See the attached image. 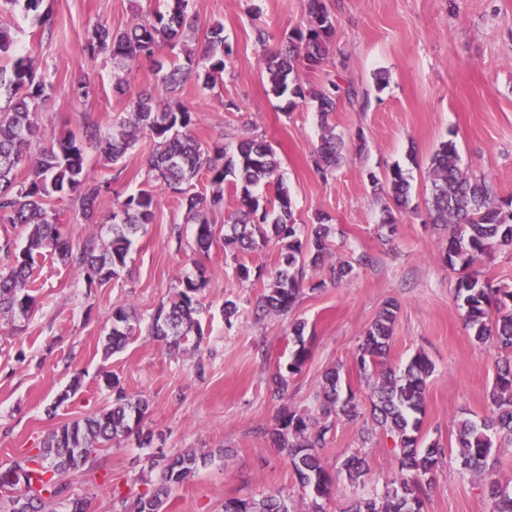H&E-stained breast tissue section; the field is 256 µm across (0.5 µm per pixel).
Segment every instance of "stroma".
<instances>
[{"label":"stroma","mask_w":512,"mask_h":512,"mask_svg":"<svg viewBox=\"0 0 512 512\" xmlns=\"http://www.w3.org/2000/svg\"><path fill=\"white\" fill-rule=\"evenodd\" d=\"M325 3L335 24L329 53L321 66L301 70L300 81L311 92L336 83L358 93L357 101L339 100L329 117L347 154L325 175L313 162L321 134L315 101L285 110L264 71L267 51L306 27L305 0H190L197 30L162 54L199 52L207 29L223 24L231 49L224 72L213 89L189 81L179 93L200 115L198 137L221 142L230 153L243 140L265 138L277 151L297 223L311 224L322 213L333 224L329 262L365 254L369 263L339 283L326 281L325 271L306 268V280H325V287L303 288L288 314L256 318L254 307L266 281H238L224 251V222L240 206L230 187L223 206L211 215L215 240L208 255L194 252L193 227L185 221L180 195L162 190L155 221L136 237L119 278L91 287L78 269L43 259L35 271L38 304L32 315L0 321V465L23 459L62 423L110 404L107 375L147 399L143 426L152 433L150 444L129 437L100 451L86 470L67 476V491L51 501L50 512H69L76 499L87 501L89 512H120L124 498L145 492L157 480L158 463L183 448H220L224 455L175 491L166 512H224L226 499H258L275 490L292 495L298 512H309L307 492L267 430L283 405L317 414L322 376L336 365L343 368L344 386L368 404L372 390L357 372L355 355L365 331L392 299L400 310L389 366H405L419 352L435 365L421 435L424 442L439 441L446 456L433 474L425 512H490L481 481L457 461V423L489 416L502 352L494 342L473 338L455 301L457 274L442 260L448 230L428 219V167L439 144L454 141L462 169L484 177L497 201L512 200V0ZM44 5L54 26L43 33L0 2V25L12 31L37 75L52 85L49 99L37 108L41 132L78 133L88 122L109 130L124 116L127 99L112 90L117 65L111 54H88L84 35L97 25L125 28L162 9L163 0H45ZM261 29L269 33L263 44L257 39ZM379 71L387 78L381 90L374 80ZM82 75L97 87L96 96L86 101L71 92L73 80ZM228 101L234 104L229 111ZM152 152L145 135L114 164L103 163L97 149L88 148L90 179L112 181L111 192L96 201V224L110 223L119 202L143 188ZM395 164L410 174L412 200L389 234L380 224L390 200L373 193L368 175ZM54 207L70 242L81 243L94 232L96 224L85 222L78 198L57 200ZM200 267L207 285L198 348L175 357L165 342L143 334L122 352L104 357L102 340L113 309L131 308L147 321L180 279ZM228 298L239 307L229 321L224 318ZM300 321L306 325L309 357L277 400L271 377L286 367L295 347L292 325ZM77 372L83 376L79 391L54 406ZM356 451L366 456V476L355 486L341 484L322 500L323 512H346L355 499L382 492L398 469L394 439L364 411L337 420L321 455L333 467Z\"/></svg>","instance_id":"35a3bbf8"}]
</instances>
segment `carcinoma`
Masks as SVG:
<instances>
[{"mask_svg":"<svg viewBox=\"0 0 512 512\" xmlns=\"http://www.w3.org/2000/svg\"><path fill=\"white\" fill-rule=\"evenodd\" d=\"M30 19L41 31L51 29L52 15L42 9L43 0H5ZM164 12L154 19H137L123 30L104 25L94 27L84 38L90 54L108 51L112 58L132 67L142 58L152 59L165 46L175 48L180 32L195 29L197 18L188 11V0H165ZM308 27L288 36L286 44L265 57V71L272 92L303 99L306 92L298 81L302 68L319 66L335 26L324 0H305ZM207 49L201 59L187 52L184 61L157 62L158 82L152 93L128 97L127 116L110 132L93 125L82 133L68 132L44 143L35 156L27 154L40 129L33 107L49 97L51 85L36 76L30 58L18 50L10 30L0 28V223L18 224L27 230L26 245L0 269V319H25L36 308L32 275L38 262L48 255L65 266L80 269L87 284H106L118 278L139 230L155 220V183L183 195L186 220L195 225L196 252H209L214 241L210 214L224 203V185L240 191L241 207L227 220L224 249L236 262L234 271L241 281L266 277L258 309L267 315L286 314L301 292L305 267L323 262L332 234L327 217L319 214L316 223L295 222L291 195L280 175L281 162L271 143L258 138L241 142L229 155L224 147L208 145L196 136L197 113L178 99V91L193 79L202 88L212 87L215 76L224 72L230 54L224 26L212 25L206 32ZM72 94L88 99L95 85L81 76L72 83ZM352 91L333 86L313 95L317 101L323 134L313 158L317 170L327 172L343 159L344 143L328 124L340 97ZM141 134L154 142L148 160L151 180L137 193L127 196L112 212L108 235L92 234L75 247L60 229L59 213L51 201L65 195L79 196L86 220H91L98 197L111 189V181H91L85 167L84 144L92 143L111 163L133 148ZM28 166L23 181L17 180L19 167ZM203 175L209 191L190 193L188 186ZM430 216L432 223L450 228L444 262L464 271L455 288L457 305L463 310L466 326L474 338L484 343L496 341L512 350V289L495 286L469 272L475 258L499 246L512 245V210L496 202L482 177L465 172L457 146L443 141L431 157ZM374 191L390 196L400 211L410 203L408 172L396 165L379 176L369 173ZM261 185L274 186L272 199L264 202L253 196ZM280 248L278 266L265 271L239 260V255L265 248ZM201 274L180 280L168 301L150 317L147 335L166 341L170 354L184 353L188 336H201L196 318L203 309L201 291L206 287ZM398 317V305L388 301L366 330L358 347L359 375L373 379L371 415L382 430L397 438L399 467L386 480L381 494L356 499L348 512H425L431 473L445 456V448L433 442L421 446V415L424 412L427 379L434 372L430 359L421 353L402 369L386 365L390 340ZM131 314L123 307L112 311V327L103 339L107 356L124 349L135 337ZM305 323L293 325L296 349L287 373L273 377V397L281 399L288 390V375L298 371L308 356L304 343ZM342 367L327 370L322 377L320 417L286 407L277 411L270 430L273 443L292 464L302 489L312 496L311 512H322L320 499L329 498L340 476L357 483L365 476L366 459L353 453L336 473H331L320 451L328 434L341 417L354 418L359 403L353 391L341 397ZM106 386L115 391L112 403L95 413L66 422L32 448L26 457L10 465L17 481L0 495V512H46L47 503L67 490L64 477L82 470L92 456L139 428L148 410L147 402L130 395L112 379ZM81 387V376L72 377L57 395L50 411L57 410ZM492 415L479 421L464 419L458 429L461 464L486 486L493 502L491 512H512V488L503 486L494 463L489 461L494 436L512 441V360L497 367L490 391ZM212 454L184 449L165 459L157 481L133 500L122 501L123 512H165L173 491L187 484ZM224 512H297L294 501L281 491H272L259 500L229 498Z\"/></svg>","mask_w":512,"mask_h":512,"instance_id":"obj_1","label":"carcinoma"}]
</instances>
